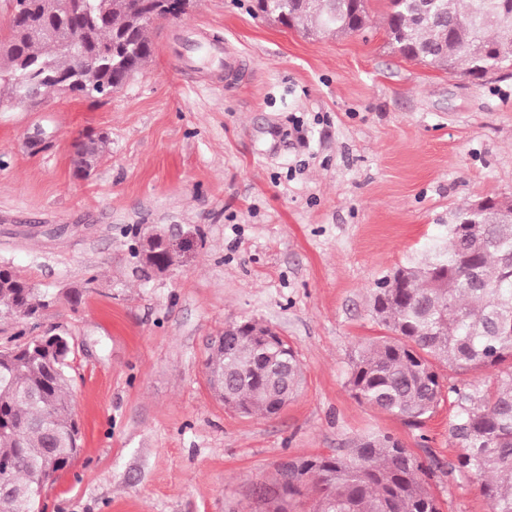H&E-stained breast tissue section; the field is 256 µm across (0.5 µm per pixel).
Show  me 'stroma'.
<instances>
[{
  "label": "stroma",
  "instance_id": "1",
  "mask_svg": "<svg viewBox=\"0 0 512 512\" xmlns=\"http://www.w3.org/2000/svg\"><path fill=\"white\" fill-rule=\"evenodd\" d=\"M386 4L369 0L364 33L309 36L253 0H192L112 96L0 110V266L52 293L36 332L72 343L81 451L44 512H265L284 462L372 434L438 460L442 512H490L480 480L447 469L449 403L413 427L348 385L356 344L384 333L375 282L443 247L458 208L512 198V74L402 58ZM89 133L108 144L82 177ZM151 228L173 274L132 255ZM242 319L297 352L276 414L228 410L207 382L210 338Z\"/></svg>",
  "mask_w": 512,
  "mask_h": 512
}]
</instances>
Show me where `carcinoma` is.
Instances as JSON below:
<instances>
[{
	"instance_id": "cac0c4a2",
	"label": "carcinoma",
	"mask_w": 512,
	"mask_h": 512,
	"mask_svg": "<svg viewBox=\"0 0 512 512\" xmlns=\"http://www.w3.org/2000/svg\"><path fill=\"white\" fill-rule=\"evenodd\" d=\"M46 0H18L7 33L0 35V106L22 99L29 82L49 74L83 87L73 43L96 71L94 97L121 89L155 52L159 0H83V11L61 19L45 13ZM388 0L387 39L403 58L450 74L485 78V64L512 69L505 45L488 17L512 0ZM370 21L368 0H309L286 9L279 22L305 33H356ZM50 25L54 38L36 29ZM404 279L375 283L372 310L389 336L359 344L348 385L361 402L419 427L444 396L452 398L449 437L459 448L450 469L477 476L490 512H512V366L489 384L477 380L444 387L439 366L457 375L496 369L512 359V216L488 212L475 224L448 225V243L421 264L403 267ZM487 275L500 287L486 285ZM45 292L14 270L0 267V315L23 320L48 307ZM270 326L252 322L233 348L217 351L206 367L224 371L225 394L247 413H270L264 386L282 365L294 386L301 366L294 349L269 346ZM70 342L36 336L0 349V512H42L46 483L69 467L80 447L68 372ZM424 463L388 434L358 439L343 456L284 465L281 491L267 512H290L291 501L313 477L312 512H441Z\"/></svg>"
}]
</instances>
